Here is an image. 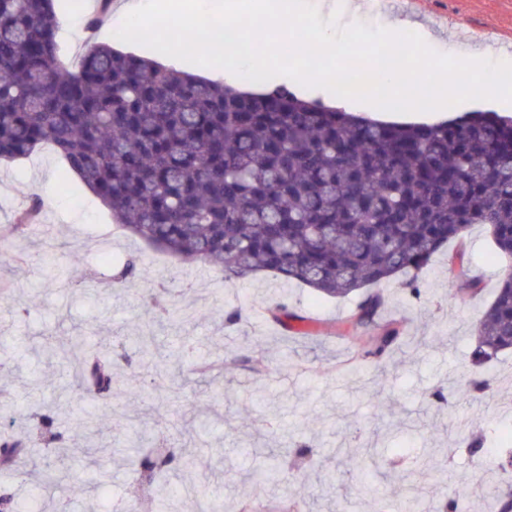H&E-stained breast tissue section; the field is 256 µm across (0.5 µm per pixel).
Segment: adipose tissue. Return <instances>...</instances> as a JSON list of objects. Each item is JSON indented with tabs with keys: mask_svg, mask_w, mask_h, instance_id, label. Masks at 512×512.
<instances>
[{
	"mask_svg": "<svg viewBox=\"0 0 512 512\" xmlns=\"http://www.w3.org/2000/svg\"><path fill=\"white\" fill-rule=\"evenodd\" d=\"M365 0H174V8L166 23L154 30L156 38L178 45L187 24L199 21L229 22L239 15L249 17L246 30L231 52L234 67L255 70L283 59V40L288 29L310 18L317 24L304 39L343 51L354 41L352 33L336 34L329 22L340 15L359 16L367 12Z\"/></svg>",
	"mask_w": 512,
	"mask_h": 512,
	"instance_id": "obj_1",
	"label": "adipose tissue"
}]
</instances>
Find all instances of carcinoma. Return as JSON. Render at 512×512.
I'll list each match as a JSON object with an SVG mask.
<instances>
[{"label":"carcinoma","instance_id":"obj_1","mask_svg":"<svg viewBox=\"0 0 512 512\" xmlns=\"http://www.w3.org/2000/svg\"><path fill=\"white\" fill-rule=\"evenodd\" d=\"M53 0H0V160L26 158L48 145L112 213L150 246L224 278L245 281L272 272L323 297L357 300L349 322L376 324L385 305L380 285H403L418 298L417 278L451 240L489 228L496 255L511 261L476 324L473 361L490 365L512 350V117L466 112L451 121L401 125L304 100L278 85L254 95L91 41L79 66L59 61ZM33 194L14 216L26 233L42 218ZM152 276L127 260L118 284ZM270 319L305 318L278 300ZM378 325V324H376ZM403 333L389 319L362 340L357 358L381 362ZM74 337L58 358L67 384L112 392L114 368L97 361L75 369ZM229 364L261 375V344ZM112 423L104 403L84 413ZM128 460L152 483L174 457L152 451L153 436L124 426ZM18 441H0V468L19 470ZM69 460L56 451L34 464L37 491L56 488ZM436 463H413L415 480L433 478ZM369 512H381L375 486L359 476ZM199 512H223L208 486L196 490Z\"/></svg>","mask_w":512,"mask_h":512}]
</instances>
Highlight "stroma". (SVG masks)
Segmentation results:
<instances>
[{
    "label": "stroma",
    "instance_id": "35a3bbf8",
    "mask_svg": "<svg viewBox=\"0 0 512 512\" xmlns=\"http://www.w3.org/2000/svg\"><path fill=\"white\" fill-rule=\"evenodd\" d=\"M406 17L415 19L441 49H462L469 41L493 43L512 34V0H409ZM60 159L51 152L0 162V246L18 256L0 268V416L15 417L13 427L27 437L30 453L68 449L79 456L73 432L79 419L57 401L53 367L39 357L46 338L67 345L70 336H87V352L110 358L117 367L110 397L115 416L142 417L174 456L199 458L200 476L209 478L224 500V512H239L245 498H295L302 512H365L352 465L373 476L385 504L399 512H442L449 497L468 489V512H497L498 497L512 484V468L494 462L512 456V352L494 362L506 380L490 403H465L459 396L478 370L471 363L473 330L491 302L504 272L493 258L489 230L470 227L463 244L448 243L419 276L424 290L410 298L399 281L384 286L387 312L403 322L404 339L385 365L352 361L360 334L348 324L354 303L324 301L299 284H282L269 274L246 281L225 280L216 268L190 263L153 250L117 232L109 210L78 181H61ZM45 201L42 224L33 233H15L12 214L29 193ZM467 258L448 281V258L457 249ZM140 254L163 276L177 307H191L193 324L157 331L161 355L172 361V379L152 391L135 338L150 317L146 299L152 283L113 287L104 270L118 272L126 254ZM81 263H71V255ZM111 258L103 268L102 255ZM287 299L290 310L314 322L302 334L280 331L268 320L266 304ZM236 309L235 325L224 313ZM194 347L183 352L184 337ZM261 341L267 370L254 377L232 368L218 386L220 407L208 400V386L196 380L203 361L224 363L229 354ZM443 391L446 403L431 395ZM49 432L33 433L40 418ZM483 426L488 446L471 455L468 440ZM109 447L91 467L73 464L60 488L47 493L39 512H129L134 472L122 461V429L109 432ZM288 451L277 485L259 483L265 464L259 451ZM423 452L439 465L433 483L417 484L411 464Z\"/></svg>",
    "mask_w": 512,
    "mask_h": 512
}]
</instances>
